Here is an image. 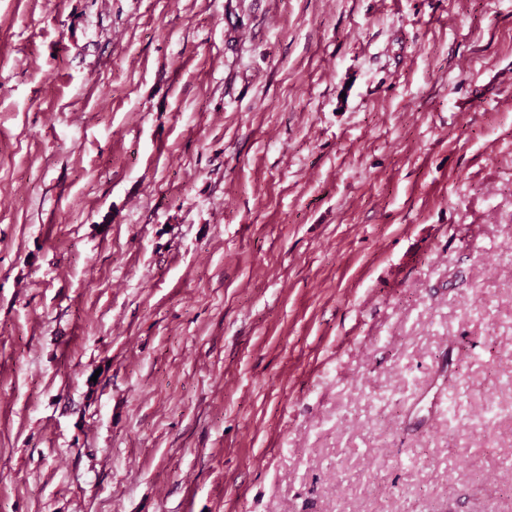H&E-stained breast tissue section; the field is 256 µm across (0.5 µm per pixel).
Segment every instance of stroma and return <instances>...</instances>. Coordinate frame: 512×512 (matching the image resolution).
I'll use <instances>...</instances> for the list:
<instances>
[{"label": "stroma", "mask_w": 512, "mask_h": 512, "mask_svg": "<svg viewBox=\"0 0 512 512\" xmlns=\"http://www.w3.org/2000/svg\"><path fill=\"white\" fill-rule=\"evenodd\" d=\"M512 512V0H0V512Z\"/></svg>", "instance_id": "35a3bbf8"}]
</instances>
